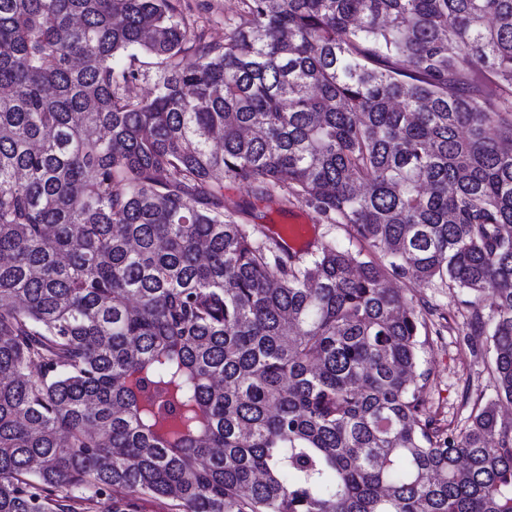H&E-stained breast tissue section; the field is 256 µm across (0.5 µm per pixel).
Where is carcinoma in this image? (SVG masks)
Masks as SVG:
<instances>
[{
  "mask_svg": "<svg viewBox=\"0 0 512 512\" xmlns=\"http://www.w3.org/2000/svg\"><path fill=\"white\" fill-rule=\"evenodd\" d=\"M240 4L0 0V512H512V0ZM388 270L493 352L458 431ZM198 22L205 24L208 35L215 41H224L230 28L224 21L232 18L237 10V0H185ZM224 205L235 207L241 205L250 214L242 215V219L259 224L266 234H275L277 226L289 218H302L311 225L312 240H329L336 245L355 252L359 245L349 239L347 228L342 224H326L321 216L304 203L288 207V212L281 211L278 205L261 201L253 197L249 188L240 182L224 180ZM275 232V233H274Z\"/></svg>",
  "mask_w": 512,
  "mask_h": 512,
  "instance_id": "carcinoma-1",
  "label": "carcinoma"
}]
</instances>
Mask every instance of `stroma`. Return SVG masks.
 <instances>
[{"mask_svg":"<svg viewBox=\"0 0 512 512\" xmlns=\"http://www.w3.org/2000/svg\"><path fill=\"white\" fill-rule=\"evenodd\" d=\"M185 2L213 40H223L229 34L226 21L234 16L237 0ZM224 203L229 207H246L247 222L259 224L267 234H274L278 225L286 220L302 218L310 224L313 238L333 241L352 251L358 248L344 225L325 223L314 209L301 203L289 207L288 211H281L278 205L253 197L243 183L225 181ZM393 284L412 297L415 303L427 304L435 311L431 327L422 331L420 336L419 362L429 375L424 389L426 405L442 423L463 427L472 402H485L496 396L495 382L490 374L492 354L486 351L476 356L467 346L464 335L469 310L459 292L439 284L427 288L398 278Z\"/></svg>","mask_w":512,"mask_h":512,"instance_id":"1","label":"stroma"}]
</instances>
